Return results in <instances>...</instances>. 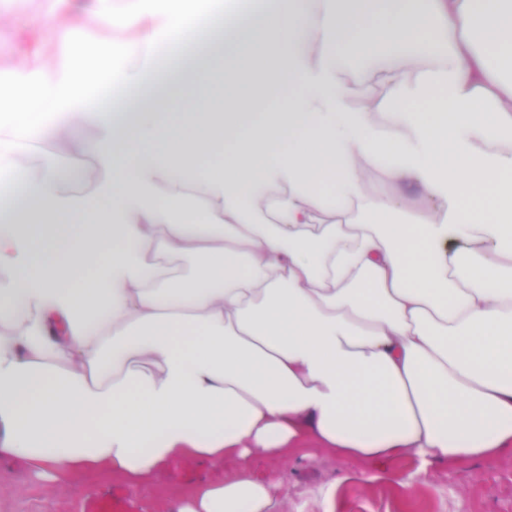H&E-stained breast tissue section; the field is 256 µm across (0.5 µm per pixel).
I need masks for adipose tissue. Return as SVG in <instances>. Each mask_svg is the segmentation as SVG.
<instances>
[{"label": "adipose tissue", "instance_id": "adipose-tissue-1", "mask_svg": "<svg viewBox=\"0 0 512 512\" xmlns=\"http://www.w3.org/2000/svg\"><path fill=\"white\" fill-rule=\"evenodd\" d=\"M208 5L54 0L51 51L0 73V170L47 144L95 172L72 193L36 164L0 206V461L138 485L313 445L415 458L406 489L512 451V0H260L223 99L131 125L88 106L156 47L208 43ZM163 257L198 265L175 282ZM279 485L243 469L173 512H279ZM365 187L369 192L386 193L388 195L402 197L410 209L426 211L427 201L420 192L416 191L413 187L391 183L385 175L377 169L370 168L367 171Z\"/></svg>", "mask_w": 512, "mask_h": 512}]
</instances>
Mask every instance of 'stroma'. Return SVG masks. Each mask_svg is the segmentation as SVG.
Here are the masks:
<instances>
[{"mask_svg":"<svg viewBox=\"0 0 512 512\" xmlns=\"http://www.w3.org/2000/svg\"><path fill=\"white\" fill-rule=\"evenodd\" d=\"M52 0H0V16L10 18V43L0 51V71L19 56L36 50L47 36ZM405 457L392 462L389 477L360 479L361 464L343 462L319 448H303L284 459L257 457L251 469L260 476L281 477V499L295 503L313 498L318 488L336 486V512H512V452L494 462L436 466L431 477L411 490H399L394 477L416 470ZM235 463L213 466L187 457L165 465L144 488L119 478L90 474L69 486L33 478L22 464H0V512H168L172 500L204 479L231 476Z\"/></svg>","mask_w":512,"mask_h":512,"instance_id":"stroma-1","label":"stroma"}]
</instances>
